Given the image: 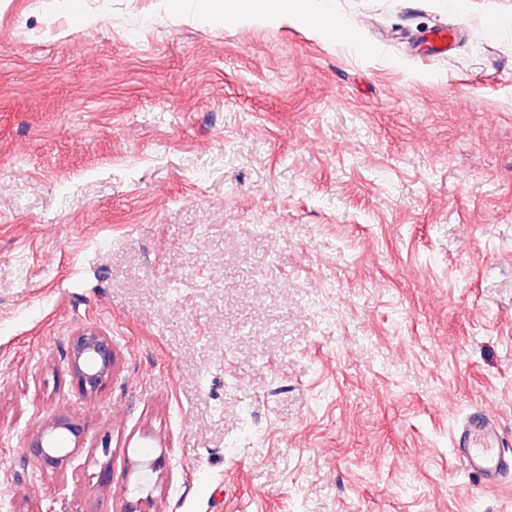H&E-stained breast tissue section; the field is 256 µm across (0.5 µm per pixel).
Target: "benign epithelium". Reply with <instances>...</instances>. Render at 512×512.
<instances>
[{"label": "benign epithelium", "mask_w": 512, "mask_h": 512, "mask_svg": "<svg viewBox=\"0 0 512 512\" xmlns=\"http://www.w3.org/2000/svg\"><path fill=\"white\" fill-rule=\"evenodd\" d=\"M69 363L81 392L86 396L97 393L112 378L114 355L112 338L96 326L85 327L72 336ZM68 435L79 440L81 427L68 416H57L29 435L28 461L40 469L60 467L71 451L60 447L59 439Z\"/></svg>", "instance_id": "benign-epithelium-1"}]
</instances>
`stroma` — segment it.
<instances>
[{"mask_svg":"<svg viewBox=\"0 0 512 512\" xmlns=\"http://www.w3.org/2000/svg\"><path fill=\"white\" fill-rule=\"evenodd\" d=\"M465 2L321 0L344 41L0 0V512H119L158 458L156 512H512L453 448L479 408L512 450V0ZM419 43L424 52L432 57L444 58L454 48V40L448 30L443 28H431L421 33ZM69 363L81 392L85 396L97 393L112 378L111 336L96 326L79 330L70 340ZM68 434L76 442L81 436L79 423L68 416H57L39 427L28 438V461L40 470L60 467L72 453L59 444L60 437L64 439Z\"/></svg>","mask_w":512,"mask_h":512,"instance_id":"1","label":"stroma"}]
</instances>
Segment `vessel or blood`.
Masks as SVG:
<instances>
[{
	"instance_id": "b4317fda",
	"label": "vessel or blood",
	"mask_w": 512,
	"mask_h": 512,
	"mask_svg": "<svg viewBox=\"0 0 512 512\" xmlns=\"http://www.w3.org/2000/svg\"><path fill=\"white\" fill-rule=\"evenodd\" d=\"M419 42L432 57H447L454 48L448 30L431 28L421 33ZM453 446L467 471L485 484L493 485L512 476V453L501 446L498 425L482 410L472 411L457 431Z\"/></svg>"
}]
</instances>
